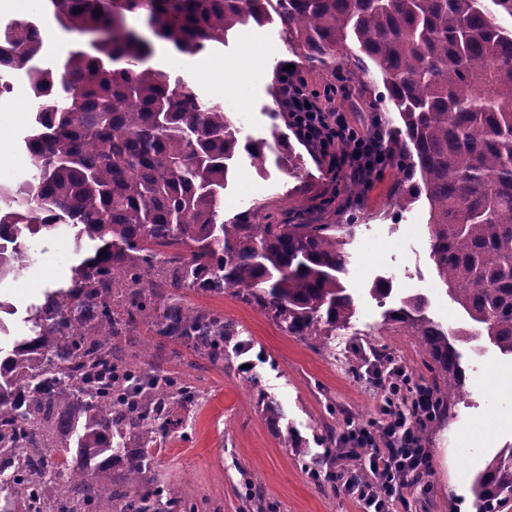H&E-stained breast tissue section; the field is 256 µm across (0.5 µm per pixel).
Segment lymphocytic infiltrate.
<instances>
[{
  "label": "lymphocytic infiltrate",
  "instance_id": "obj_1",
  "mask_svg": "<svg viewBox=\"0 0 512 512\" xmlns=\"http://www.w3.org/2000/svg\"><path fill=\"white\" fill-rule=\"evenodd\" d=\"M280 81L290 127L316 148L330 173L345 171L369 186L383 176L388 168L384 135L361 131L348 112L334 106L335 99L351 95L344 75H337L335 83L321 92L310 89L294 69L282 72ZM367 373L380 382L387 419L378 426L347 422L338 455L363 459L367 476L357 480L342 468L335 473L336 485L362 512H393L396 504L404 503L405 489L426 485L430 455L419 428L431 417L433 401L420 397L411 411L395 408L407 389L408 373L402 363L390 362L382 371L371 367Z\"/></svg>",
  "mask_w": 512,
  "mask_h": 512
}]
</instances>
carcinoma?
<instances>
[{"label":"carcinoma","mask_w":512,"mask_h":512,"mask_svg":"<svg viewBox=\"0 0 512 512\" xmlns=\"http://www.w3.org/2000/svg\"><path fill=\"white\" fill-rule=\"evenodd\" d=\"M65 29L89 35L53 67L28 22L0 29V70H26L36 102L24 138L32 178L0 185V284L24 268L32 239L60 226L93 253L69 284L30 309L31 335L0 347V472L16 448L25 478L0 512H202L175 485L146 476L172 408L201 397L163 368L164 343L224 365L237 336L185 292L230 290L283 331L320 342L349 325L342 234L349 224L224 221L235 156L266 161L267 141L240 145L234 118L181 77L147 65L155 40L182 54L222 45L277 17L310 69L347 68L357 86L376 68V105L398 113L390 166L419 177L429 242L449 297L478 330H446L419 295L385 320L407 326L429 359L435 415L468 395L454 342L485 335L512 356V32L481 0H49ZM140 325L157 342L136 344ZM269 418L278 409L247 379ZM478 512L512 505V446L472 482Z\"/></svg>","instance_id":"obj_1"}]
</instances>
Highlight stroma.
<instances>
[{
  "label": "stroma",
  "mask_w": 512,
  "mask_h": 512,
  "mask_svg": "<svg viewBox=\"0 0 512 512\" xmlns=\"http://www.w3.org/2000/svg\"><path fill=\"white\" fill-rule=\"evenodd\" d=\"M15 21L35 22L43 34L45 48L37 66L56 64L78 42L76 34L57 23L46 0L21 11L13 0H0V27ZM207 58L222 63L223 72L204 70L201 62ZM286 63L296 65L313 90L323 91L331 80L308 68L277 20L246 28L225 45L197 55L162 50L152 59L155 68L180 75L203 100L223 103L237 120L240 141L269 144L263 168H255L247 154L236 158L224 191L225 220L263 204L274 213L285 206L303 211L310 224L348 225L343 235L347 272L341 282L354 298L355 314L347 328L333 331L324 342L309 343L288 335L232 294H190L193 304L233 321L249 349L239 353L226 348L223 365L214 366L181 345L166 343L165 368L187 373L203 398L190 413L176 411L179 423L155 451L147 475L178 484L221 512H256L234 494L244 469L255 477L254 492L275 512H359L328 480L331 465L314 440L323 427L340 429L349 420L368 423L383 417L379 391L353 368L354 349L370 342L387 348L414 380L424 381L429 372L417 340L406 326L387 324L385 311L398 306L402 297L420 295L427 315L443 327L468 329L472 323L448 296L430 256L426 197L405 208L393 206L390 199L403 183L391 170L358 199L348 191L346 175H328L318 153L289 128L281 100L272 93ZM7 79L11 90L0 94V185L13 186L31 176L21 140L31 129L33 102L25 71L9 73ZM286 143L296 155L290 167L281 160ZM328 197L332 206L320 209ZM73 234L65 227L36 238L33 266L0 290V300L10 306L0 314L7 328L0 345L27 335L28 310L40 303L45 289L69 280L75 263ZM379 279L392 286L387 298L371 291ZM457 348L469 394L431 431L426 442L430 488L424 494L405 490L408 512H448L452 500L458 512H476L470 490L474 476L490 454L512 446V358L501 355L483 335L469 337ZM252 373L279 404V424H272L264 407L252 402L247 384ZM289 434L301 441L303 456L286 447Z\"/></svg>",
  "instance_id": "obj_1"
}]
</instances>
